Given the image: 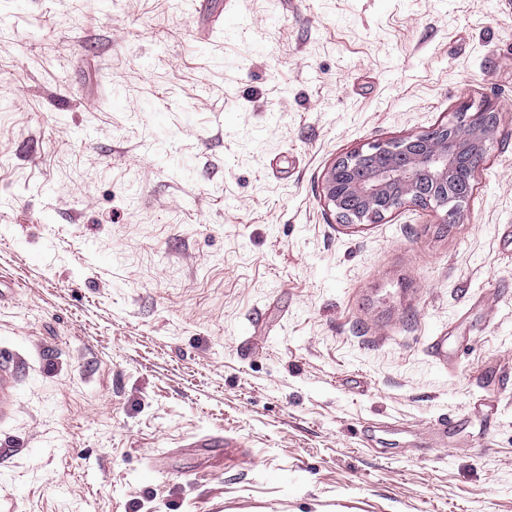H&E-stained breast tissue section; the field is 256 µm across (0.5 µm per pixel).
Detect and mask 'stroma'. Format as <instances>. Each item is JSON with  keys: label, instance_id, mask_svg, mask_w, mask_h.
<instances>
[{"label": "stroma", "instance_id": "1", "mask_svg": "<svg viewBox=\"0 0 512 512\" xmlns=\"http://www.w3.org/2000/svg\"><path fill=\"white\" fill-rule=\"evenodd\" d=\"M488 105L458 223L337 222ZM1 349L0 512H512V0H0Z\"/></svg>", "mask_w": 512, "mask_h": 512}]
</instances>
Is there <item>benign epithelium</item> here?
<instances>
[{"instance_id":"benign-epithelium-1","label":"benign epithelium","mask_w":512,"mask_h":512,"mask_svg":"<svg viewBox=\"0 0 512 512\" xmlns=\"http://www.w3.org/2000/svg\"><path fill=\"white\" fill-rule=\"evenodd\" d=\"M497 125L498 113L486 107L426 134L355 150L326 172L324 198L342 224L375 223L404 204L444 208L454 221Z\"/></svg>"}]
</instances>
